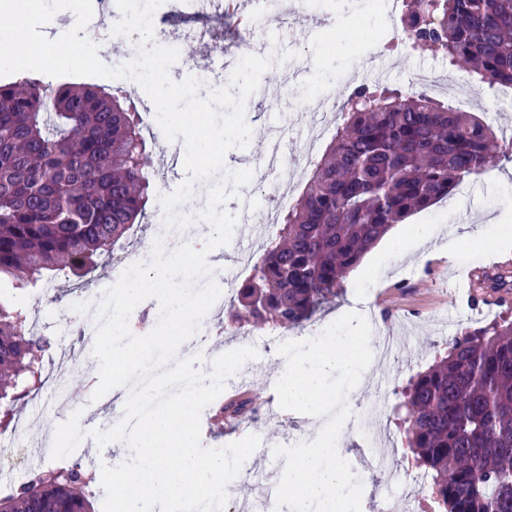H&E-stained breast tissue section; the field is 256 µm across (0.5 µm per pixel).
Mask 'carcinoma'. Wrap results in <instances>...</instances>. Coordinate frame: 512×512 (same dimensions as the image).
Instances as JSON below:
<instances>
[{
	"mask_svg": "<svg viewBox=\"0 0 512 512\" xmlns=\"http://www.w3.org/2000/svg\"><path fill=\"white\" fill-rule=\"evenodd\" d=\"M416 50L435 48L490 87H512V0H407ZM310 164L228 309L237 322L302 328L336 301L343 280L395 224L492 169L498 130L423 90L359 86ZM150 179L138 114L91 85L0 82V281L87 277L142 223ZM41 338L0 295V401L41 375ZM407 448L434 512H512V321L448 340L403 391ZM77 465L33 473L7 512H93Z\"/></svg>",
	"mask_w": 512,
	"mask_h": 512,
	"instance_id": "cac0c4a2",
	"label": "carcinoma"
}]
</instances>
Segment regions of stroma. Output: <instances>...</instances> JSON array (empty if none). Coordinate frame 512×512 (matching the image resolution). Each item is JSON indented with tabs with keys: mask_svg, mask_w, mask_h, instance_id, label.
Wrapping results in <instances>:
<instances>
[{
	"mask_svg": "<svg viewBox=\"0 0 512 512\" xmlns=\"http://www.w3.org/2000/svg\"><path fill=\"white\" fill-rule=\"evenodd\" d=\"M219 28L225 44L239 57L248 46L262 43L276 56L287 50L297 52V59L272 65L245 103L246 121L264 142H271L276 130L287 129L288 140L281 151L296 181L307 176L301 168V150L313 132L310 120L319 106L317 88L321 85L335 84L340 100L357 83L405 92L414 87L417 74L428 71L470 86L474 112L502 136L504 154L496 169L508 174V181L484 175L465 180L455 190L452 202H439L393 226L346 278L343 294L314 321L315 327L325 329L353 306L368 316L372 337L397 336L391 355L372 364L362 391L347 396L350 416L339 439L346 460L363 484L362 512H373L380 500L389 497L398 504L408 495L420 498L424 481L405 445V414L398 409L404 387L435 355L444 352L450 337L512 320V298L495 305L473 303L455 290L467 269L503 266L512 271V254H492L483 224L489 216L512 225V99H507L506 89L488 87L468 71L450 65L441 53L413 51L400 19L374 13L366 0H324L318 10L296 8L283 28L273 22L248 33L230 19L223 20ZM375 42L383 43L384 49L373 58L369 50ZM429 226L443 227L444 232L424 238L423 230ZM0 292L12 295L31 323L52 320L75 302L73 284L62 278L48 287L26 290L4 283ZM215 321L214 354L252 346L258 357L242 367L245 386L241 396L249 401V411L234 416V426L228 432L212 426L209 413H202L201 437L214 448L250 434L260 437L259 447L246 460L235 486L236 497L257 500L262 495L258 475L279 473L284 468L283 459L273 454L274 447L309 436V420L280 409L274 390L276 374L284 363L276 352L278 344L306 339L308 333L233 323L223 313L216 315ZM366 408L379 415L380 446L394 475L389 484L372 476L362 464L369 454L360 425Z\"/></svg>",
	"mask_w": 512,
	"mask_h": 512,
	"instance_id": "obj_1",
	"label": "stroma"
}]
</instances>
